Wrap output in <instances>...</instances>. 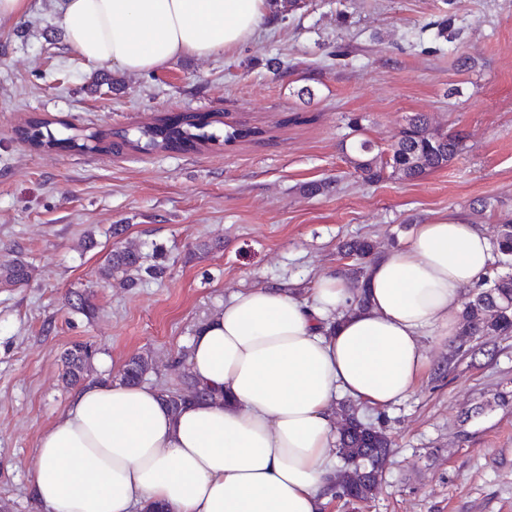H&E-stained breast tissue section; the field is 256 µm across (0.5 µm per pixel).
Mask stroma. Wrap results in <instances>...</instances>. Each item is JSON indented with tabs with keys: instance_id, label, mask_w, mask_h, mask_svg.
Masks as SVG:
<instances>
[{
	"instance_id": "1",
	"label": "stroma",
	"mask_w": 512,
	"mask_h": 512,
	"mask_svg": "<svg viewBox=\"0 0 512 512\" xmlns=\"http://www.w3.org/2000/svg\"><path fill=\"white\" fill-rule=\"evenodd\" d=\"M186 113L218 133L243 123L260 134L149 152L48 150L20 135L38 118L108 143ZM418 113L465 134L463 153L419 179L363 182L344 146L386 150ZM447 217L493 238L512 224V0H298L232 51L145 73L87 65L54 0H33L0 25V266L34 269L25 287H0V512H42L36 448L74 392L63 376L75 344L96 350L85 379L120 381L148 353L145 383L180 387L191 336L233 292L308 290L351 267L343 242L380 253ZM127 243L162 255L167 277L101 280ZM424 343L439 371L389 409L354 405L394 442L376 494L333 498L325 512H512V336Z\"/></svg>"
}]
</instances>
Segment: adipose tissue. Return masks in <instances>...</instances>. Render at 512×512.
I'll return each instance as SVG.
<instances>
[{"mask_svg":"<svg viewBox=\"0 0 512 512\" xmlns=\"http://www.w3.org/2000/svg\"><path fill=\"white\" fill-rule=\"evenodd\" d=\"M90 65L150 72L233 50L269 0H55ZM496 257L461 219L420 224L363 287L333 275L231 294L194 334L188 365L212 390L171 411L158 388L90 380L46 429L33 492L47 512H324L336 495L335 405L386 409L433 364L423 337L458 330L462 295Z\"/></svg>","mask_w":512,"mask_h":512,"instance_id":"ef3b65f1","label":"adipose tissue"}]
</instances>
